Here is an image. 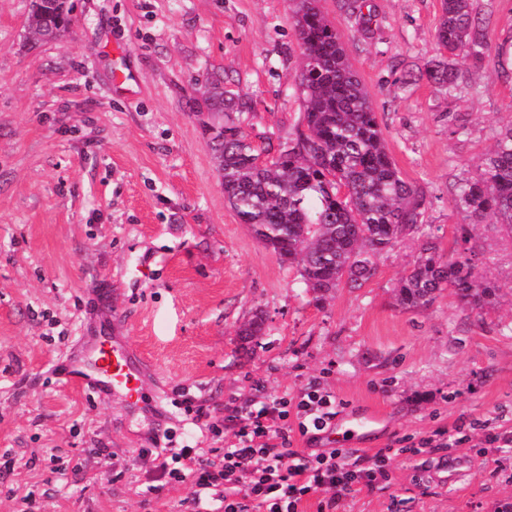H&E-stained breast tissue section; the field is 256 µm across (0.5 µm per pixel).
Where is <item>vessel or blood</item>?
I'll list each match as a JSON object with an SVG mask.
<instances>
[{
	"label": "vessel or blood",
	"mask_w": 512,
	"mask_h": 512,
	"mask_svg": "<svg viewBox=\"0 0 512 512\" xmlns=\"http://www.w3.org/2000/svg\"><path fill=\"white\" fill-rule=\"evenodd\" d=\"M72 373L83 379L87 388L122 395L131 408L148 412L153 409L151 400L142 393V359L122 337H94Z\"/></svg>",
	"instance_id": "b4317fda"
}]
</instances>
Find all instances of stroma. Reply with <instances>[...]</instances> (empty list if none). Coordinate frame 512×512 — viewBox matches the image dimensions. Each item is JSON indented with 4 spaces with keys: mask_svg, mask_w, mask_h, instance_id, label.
<instances>
[{
    "mask_svg": "<svg viewBox=\"0 0 512 512\" xmlns=\"http://www.w3.org/2000/svg\"><path fill=\"white\" fill-rule=\"evenodd\" d=\"M31 2L0 0V512H187L190 484L152 491L137 449L165 429L178 447H224L238 429L224 408L258 410L257 380L271 397L318 384L340 419L379 411L344 441L360 454L423 442L336 512L511 504L512 237L471 223L452 193L512 124V0H473L492 71L438 48L440 0H369L367 29L346 0H321L397 168L426 200V233L444 253L471 248L477 278L504 289L484 309L445 292L416 310L392 289L417 238L317 305L224 200L192 99L218 70L252 100L243 127L255 145L302 131L290 0H75L68 34L37 44L24 40ZM116 43L138 77L129 91L112 82ZM431 60L463 83H430ZM257 312L264 335L241 340ZM91 329L146 358L155 414L63 378ZM488 431L500 441L486 444Z\"/></svg>",
    "mask_w": 512,
    "mask_h": 512,
    "instance_id": "stroma-1",
    "label": "stroma"
}]
</instances>
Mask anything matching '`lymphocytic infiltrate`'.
Wrapping results in <instances>:
<instances>
[{"label":"lymphocytic infiltrate","instance_id":"1","mask_svg":"<svg viewBox=\"0 0 512 512\" xmlns=\"http://www.w3.org/2000/svg\"><path fill=\"white\" fill-rule=\"evenodd\" d=\"M336 415L333 393L311 385L298 396L276 397L255 412L228 410L229 419L243 418L235 443L214 462L197 448H142L138 461L154 480L190 482V512H300L304 500L323 494L317 512H336L342 497L355 486H375L385 479L386 450L356 468L351 448L309 453L298 438L314 439Z\"/></svg>","mask_w":512,"mask_h":512}]
</instances>
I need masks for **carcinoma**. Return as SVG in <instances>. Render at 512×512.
<instances>
[{
	"instance_id": "carcinoma-1",
	"label": "carcinoma",
	"mask_w": 512,
	"mask_h": 512,
	"mask_svg": "<svg viewBox=\"0 0 512 512\" xmlns=\"http://www.w3.org/2000/svg\"><path fill=\"white\" fill-rule=\"evenodd\" d=\"M292 3L301 47L297 89L307 132L279 143L274 152L253 145L238 118L248 101L224 90L218 72L206 80L203 109L196 117L227 205L282 263L297 268L319 303L344 283L362 287L376 272L374 257L401 238L423 232L425 198L401 177L388 153L372 98L320 0ZM441 9L438 47L484 61L472 0H441ZM73 11V0H34L26 39H58L69 30ZM424 74L439 86L459 80L453 68L432 61L424 64ZM262 153L268 160L259 164ZM453 203L477 222L489 221L512 235V126L499 134L481 172L459 180ZM474 267L470 249L446 256L436 242L426 240L400 277L395 301L405 310L424 308L449 289L472 307L491 306L501 288L477 281ZM264 332L259 313L238 327V335L246 338Z\"/></svg>"
}]
</instances>
